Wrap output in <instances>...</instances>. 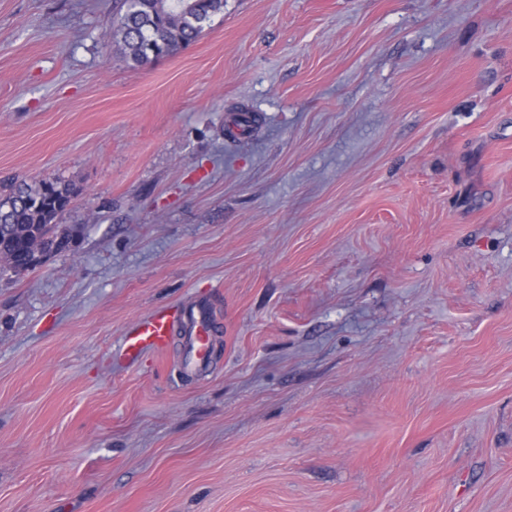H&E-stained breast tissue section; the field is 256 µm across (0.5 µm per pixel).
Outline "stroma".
<instances>
[{
	"mask_svg": "<svg viewBox=\"0 0 512 512\" xmlns=\"http://www.w3.org/2000/svg\"><path fill=\"white\" fill-rule=\"evenodd\" d=\"M113 3L0 0V185L77 191L0 277V512H512V0H224L138 67ZM201 305L205 370L125 361ZM212 328L204 307H198L189 316L158 310L136 321L125 333L123 353L126 358L135 359L146 349L161 350L170 346L175 336L183 334V368L190 372L202 371L209 365Z\"/></svg>",
	"mask_w": 512,
	"mask_h": 512,
	"instance_id": "1",
	"label": "stroma"
}]
</instances>
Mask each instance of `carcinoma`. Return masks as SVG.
I'll return each mask as SVG.
<instances>
[{
  "mask_svg": "<svg viewBox=\"0 0 512 512\" xmlns=\"http://www.w3.org/2000/svg\"><path fill=\"white\" fill-rule=\"evenodd\" d=\"M224 0H115L112 34L135 66L152 53L170 56L196 41ZM73 188L58 179L11 183L0 197V252L9 264L3 275L18 276L43 263L52 246H68L69 231L57 221L68 209Z\"/></svg>",
  "mask_w": 512,
  "mask_h": 512,
  "instance_id": "cac0c4a2",
  "label": "carcinoma"
}]
</instances>
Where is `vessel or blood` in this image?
Wrapping results in <instances>:
<instances>
[{"label":"vessel or blood","instance_id":"obj_1","mask_svg":"<svg viewBox=\"0 0 512 512\" xmlns=\"http://www.w3.org/2000/svg\"><path fill=\"white\" fill-rule=\"evenodd\" d=\"M213 325L205 308L181 315L159 310L139 319L126 332L123 353L126 358H137L144 350H160L170 346L174 338H181L183 367L190 372L207 368L210 360L209 336Z\"/></svg>","mask_w":512,"mask_h":512}]
</instances>
